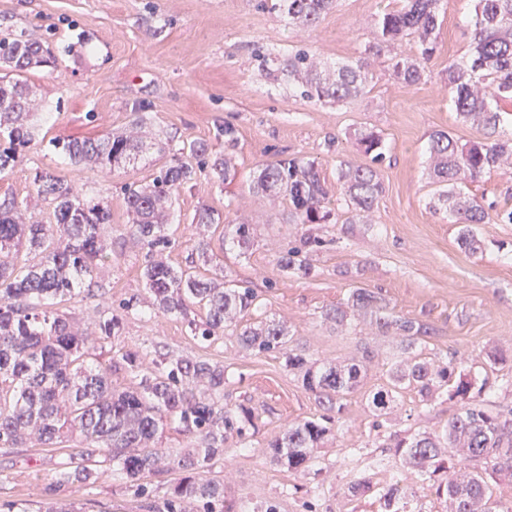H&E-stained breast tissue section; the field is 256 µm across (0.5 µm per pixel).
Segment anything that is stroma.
<instances>
[{
    "instance_id": "stroma-1",
    "label": "stroma",
    "mask_w": 512,
    "mask_h": 512,
    "mask_svg": "<svg viewBox=\"0 0 512 512\" xmlns=\"http://www.w3.org/2000/svg\"><path fill=\"white\" fill-rule=\"evenodd\" d=\"M399 5L336 0L316 27L306 29L287 24L260 0H0V35L25 30L55 56L54 64L28 74L38 135L15 169L0 173V201L15 199L29 214L48 219L50 207L34 188L36 173L47 171L108 205L112 221L104 234L112 257L96 271L91 294L74 296L64 309L75 324L91 328L100 306H111L120 320L114 348L224 365L225 407L249 408L255 426L242 439L228 434L223 454L200 474L223 480L231 512H265L270 504L278 512H380L375 497L347 493L359 474L348 461L353 452L380 460L369 472L374 483L395 479L407 490L406 512H449L392 445L408 434L441 433L459 404L444 394L426 406L405 390L390 413L375 420L367 394L386 382L400 340L366 320L339 327L325 319L355 289L376 293L396 315L423 326L417 341L422 358H463L466 371L485 381L499 404L512 407V387L503 384L512 377V223L476 225L480 250L463 248L458 225L433 195L427 168L432 132H450L467 144L485 139L480 126L453 111L448 86L449 62L468 50L473 0H443L438 47L420 82L409 86L393 75L390 56L413 52L409 40L396 41L386 55L371 58L369 91L349 106L289 93L287 80L266 77L251 58L261 45L276 54L303 47L332 64L355 60L373 37L374 18ZM140 107L145 134L159 135L164 147L149 162L75 167L54 148L58 141L123 131ZM228 126L235 130L231 147L224 143ZM364 131L383 142L377 174L384 190L369 223L349 224L337 176L343 164L370 163L357 145ZM192 142L229 159L233 179L222 183L206 167L179 188L171 205L175 243L163 260L186 267L198 242L207 241L213 262L201 274L221 269L253 288L260 303L255 320L282 325L292 347L317 365L366 361L361 383L344 396L338 421L312 462L293 472L277 463L269 445L290 425L324 414L317 397L282 355L246 349L240 322L226 325L210 346L197 343L182 317L152 311L140 276L147 256L127 228L124 188L151 181ZM293 157L315 163L333 200L334 223H290L287 200L254 192L264 165ZM463 191L497 211L512 210V167L491 170ZM203 207L219 214V223H194ZM240 223L254 233L244 253L225 236L228 225ZM309 235L323 243L310 253L308 270H284L281 258ZM197 445L196 435L169 424L159 441L164 455L138 487L109 473L87 485L60 481L64 464L81 448L75 436L56 448L0 447V512H37L48 502L85 512H166L181 477L170 459Z\"/></svg>"
}]
</instances>
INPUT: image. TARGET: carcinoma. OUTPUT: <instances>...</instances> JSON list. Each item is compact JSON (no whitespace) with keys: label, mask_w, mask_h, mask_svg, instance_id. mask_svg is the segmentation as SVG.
<instances>
[{"label":"carcinoma","mask_w":512,"mask_h":512,"mask_svg":"<svg viewBox=\"0 0 512 512\" xmlns=\"http://www.w3.org/2000/svg\"><path fill=\"white\" fill-rule=\"evenodd\" d=\"M442 0H403L401 8L385 11L373 22V39L358 59L321 65L309 50L300 48L279 55L258 47L253 58L266 74L288 77V91L308 99L348 104L364 95L371 82L369 59L381 55L391 42L407 38L416 46L410 57L391 58L397 78L413 85L422 78L421 63L437 48ZM271 9L302 27L317 24L335 0H274ZM0 172L21 159L19 148L34 139L29 123L32 95L25 74L49 63V50L22 32L0 37ZM448 85L454 111L465 121L480 125L486 142L461 145L447 132L430 136L428 152L438 186L437 200L448 205L454 223L461 225L458 240L475 252L479 240L475 224L490 220L489 209L476 198L456 192L458 185L475 182L493 168L512 160V139L500 138L499 103L512 102V0H475L470 51L448 64ZM371 162L384 159L381 139L374 133L358 138ZM155 143L137 133L72 139L61 151L74 166L99 167L148 160ZM195 174L192 164L175 159L162 166L148 184L128 186L125 204L132 216L130 229L147 249L141 277L164 314L187 319L190 333L210 345L224 332V322L235 315L247 317L257 309L250 287L222 279L205 278L187 270L155 261L152 256L172 247L169 214L164 203ZM339 181L353 224L368 217L383 193L382 183L371 166L345 165ZM257 188L288 199L289 219L294 224H321L330 220L328 191L314 163L297 158L265 165ZM36 192L53 207L55 223L44 224L25 216L14 199L0 203V445L5 448L39 446L55 448L68 434L82 437L84 447L71 458L61 480L89 483L108 470L129 482L151 470L158 453L155 440L167 421L179 422L200 438V447L175 459L184 476L176 482L167 502L168 512H181L183 503L202 505V512H224V484L196 476V470L224 449V432L241 434L252 425L251 413L224 407V366L206 360H190L159 354L155 369L140 373V353L113 349L112 336L119 318L107 307L100 312L99 334L90 339L71 323L58 305L79 294L93 280L99 265L112 257L104 226L111 223L110 209L94 197H85L74 186L49 172L34 178ZM198 308L205 319L190 317ZM371 316L375 324L401 336L397 360L385 384L367 395L376 418L388 415L400 391L412 389L426 404L449 389L460 401L458 412L441 434L416 435L395 442V454L419 475L442 478L436 493L448 499L452 512H512V506L492 500L493 491L483 474L482 463L500 476L512 477V408L486 397L470 374L458 370L457 360L433 366L416 352L423 327L402 318L377 298L359 289L347 303L326 317L342 325L348 311ZM242 343L257 353L278 352L288 368L302 372L303 387L341 410L340 400L361 380V365L307 366L304 354L286 346L287 332L274 322L245 326ZM141 374L139 389L112 386V374ZM202 382L210 394L196 396L193 385ZM331 417L322 415L288 428L271 443L276 460L295 471L312 461L311 448L328 431ZM354 497L373 495L381 512H405V492L398 484L379 487L369 477L354 481Z\"/></svg>","instance_id":"carcinoma-1"}]
</instances>
